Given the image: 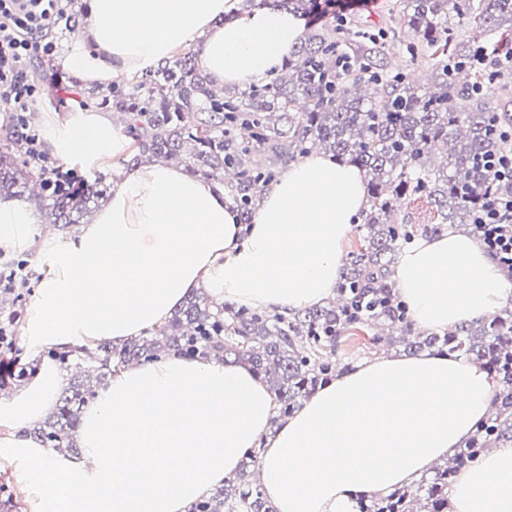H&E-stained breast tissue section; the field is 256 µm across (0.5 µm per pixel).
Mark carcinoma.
<instances>
[{
	"label": "carcinoma",
	"instance_id": "obj_1",
	"mask_svg": "<svg viewBox=\"0 0 512 512\" xmlns=\"http://www.w3.org/2000/svg\"><path fill=\"white\" fill-rule=\"evenodd\" d=\"M275 2L302 16L318 0ZM392 11L398 27L419 37L405 44L407 54L447 59L427 87L392 67L390 48L357 41L352 28L310 27L274 78L243 91L216 87L189 50L149 72L79 93L77 105L97 104L121 117L130 140L126 166L172 161L224 185L241 224L250 223L254 201L283 166L316 150L364 172L370 207L357 225L360 247L341 272L337 301L327 306L282 316L191 295L147 336L121 346L99 342L77 354L49 351L71 376L55 412L31 430L43 447L78 452L74 433L96 386L167 351L247 362L267 382L279 413L288 415L336 376L343 338L358 330L411 355L458 353L497 380L492 411L455 457L410 488L359 496L358 512H448L457 469L512 442V299L468 324L420 333L392 278L396 254L415 234L470 225L477 209L512 196V182L492 181L487 165L489 156L512 150L504 135L512 113L484 97L488 73L468 65L474 48L457 33L468 19L496 34L486 46L490 57L512 50V0H396ZM33 119L31 112L0 119V195L34 205L46 223L67 230L106 198L107 185L99 175L77 179V191L55 182L56 162L36 141ZM417 196L434 205L437 223L395 218L398 203ZM10 270L0 287V313H7L0 328L9 340L31 276L23 260L10 262ZM256 464V453L248 452L237 477L190 512H275L254 478Z\"/></svg>",
	"mask_w": 512,
	"mask_h": 512
}]
</instances>
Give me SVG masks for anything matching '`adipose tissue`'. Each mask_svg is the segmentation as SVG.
Wrapping results in <instances>:
<instances>
[{"mask_svg": "<svg viewBox=\"0 0 512 512\" xmlns=\"http://www.w3.org/2000/svg\"><path fill=\"white\" fill-rule=\"evenodd\" d=\"M229 0H89L68 69L108 82L155 68L203 37L199 64L219 85L268 81L294 52L297 17L266 6L224 20ZM46 136L65 161L120 158L128 141L101 112H75ZM357 167L314 154L290 163L252 224L237 223L206 180L149 164L120 174L112 198L79 234L53 244L24 323L27 351L121 341L159 325L187 294L205 291L273 312L336 294L341 246L366 205ZM30 211L0 201V251L29 250ZM398 292L416 324L446 329L512 296L496 263L461 231L419 237L401 256ZM60 373L42 365L0 401L10 428L0 456L18 461L39 512H188L260 449L277 512H355V496L388 495L450 458L487 416L492 376L456 354L378 356L321 386L268 436L275 404L243 364L172 353L125 369L99 389L79 430L85 458L41 448L25 430L54 406ZM451 512H512V444L460 470Z\"/></svg>", "mask_w": 512, "mask_h": 512, "instance_id": "1", "label": "adipose tissue"}]
</instances>
